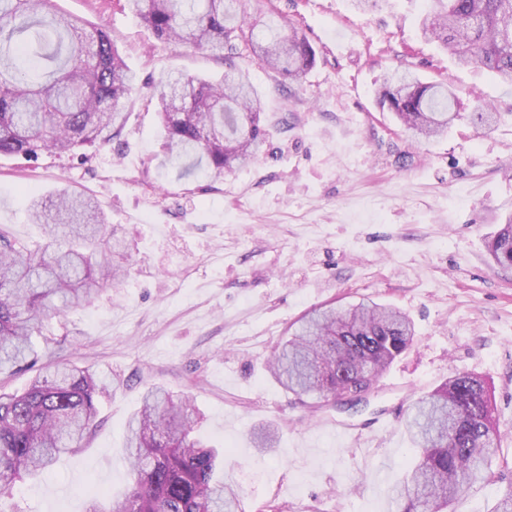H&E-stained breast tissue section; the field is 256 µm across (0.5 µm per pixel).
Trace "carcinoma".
Returning a JSON list of instances; mask_svg holds the SVG:
<instances>
[{
	"instance_id": "1",
	"label": "carcinoma",
	"mask_w": 512,
	"mask_h": 512,
	"mask_svg": "<svg viewBox=\"0 0 512 512\" xmlns=\"http://www.w3.org/2000/svg\"><path fill=\"white\" fill-rule=\"evenodd\" d=\"M239 0H126L158 39L224 54L219 82L170 74L154 96L166 157L178 164L206 160L213 180L253 159L268 130L249 73L251 58L297 80L315 52L285 23L267 25V39L238 10ZM422 34L460 64H477L512 83V0H431ZM128 67L103 25L90 29L51 10V0H0V154L28 160L44 151L72 152L120 136L123 102L134 88ZM380 102L413 137L429 140L457 117L458 101L443 84L409 71L384 81ZM30 221L50 242L30 248L0 229V373L33 368L22 393H0V499L15 484L81 448L91 433L104 383L34 348L45 322L89 302L121 277L128 252L108 231L95 199L69 188L33 199ZM493 262L512 268V219L488 243ZM414 328L399 311L373 301L347 309L319 308L303 316L269 363L279 384L316 407L365 391L412 344ZM197 410L187 396L161 385L146 388L127 426L129 489L87 512H241L239 493L215 477L216 451L194 437ZM417 455L404 483L401 512H450L452 501L478 480L492 479L500 445L491 395L463 373L419 398L405 423Z\"/></svg>"
}]
</instances>
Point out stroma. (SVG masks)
I'll return each mask as SVG.
<instances>
[{
  "label": "stroma",
  "instance_id": "stroma-1",
  "mask_svg": "<svg viewBox=\"0 0 512 512\" xmlns=\"http://www.w3.org/2000/svg\"><path fill=\"white\" fill-rule=\"evenodd\" d=\"M106 25L137 86L120 142L36 160L0 156V228L42 245L32 197L67 186L93 196L130 247L129 272L33 338L55 360L108 386L81 450L16 485L0 512H85L88 485L131 484L127 423L146 386L192 394L197 436L224 449V480L243 512H397L414 457L412 402L470 373L488 384L502 451L497 481L464 490L452 512H493L512 483V269L487 251L512 218V84L463 67L421 35L423 0H241L257 21L288 22L315 51L297 82L257 63L269 139L250 163L212 181L165 164L154 88L170 73L210 79L224 60L156 39L124 0H54ZM452 86L460 117L416 142L378 91L387 71ZM498 112L487 128L479 106ZM364 299L415 327L412 345L358 411L312 410L266 369L310 310ZM382 430L370 428L378 416ZM359 427L342 444L340 426Z\"/></svg>",
  "mask_w": 512,
  "mask_h": 512
}]
</instances>
